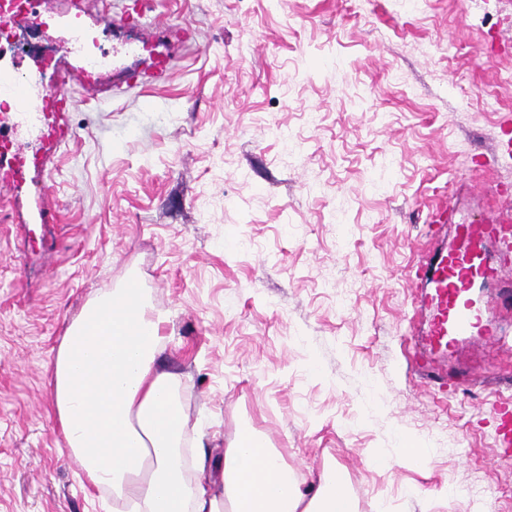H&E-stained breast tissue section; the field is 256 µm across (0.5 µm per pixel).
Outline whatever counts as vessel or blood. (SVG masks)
Segmentation results:
<instances>
[{"label": "vessel or blood", "instance_id": "1", "mask_svg": "<svg viewBox=\"0 0 512 512\" xmlns=\"http://www.w3.org/2000/svg\"><path fill=\"white\" fill-rule=\"evenodd\" d=\"M151 0H119L114 14L121 23H141L147 16ZM173 60L163 56L157 59L147 76L133 75L126 85L135 88L143 83L156 84L168 79ZM73 96L71 92L57 88L48 92L43 102L44 127L41 132V150L27 152L13 136L0 132V189L16 190L24 183L32 169L45 168L53 152L73 137L68 122ZM490 259L480 250L440 260L433 255L420 259L413 271L414 281L432 285L435 294L432 304L435 312L429 334L437 340L451 336H470L474 333L475 315L467 297L471 285L484 272Z\"/></svg>", "mask_w": 512, "mask_h": 512}]
</instances>
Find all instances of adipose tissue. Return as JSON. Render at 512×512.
<instances>
[{
	"instance_id": "1",
	"label": "adipose tissue",
	"mask_w": 512,
	"mask_h": 512,
	"mask_svg": "<svg viewBox=\"0 0 512 512\" xmlns=\"http://www.w3.org/2000/svg\"><path fill=\"white\" fill-rule=\"evenodd\" d=\"M164 322L131 279L90 299L57 350L55 413L93 487L120 500L123 512H356L341 472H324L305 493L253 432L227 444L220 482H191L182 467L179 379L158 365Z\"/></svg>"
}]
</instances>
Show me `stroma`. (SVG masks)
<instances>
[{
  "instance_id": "1",
  "label": "stroma",
  "mask_w": 512,
  "mask_h": 512,
  "mask_svg": "<svg viewBox=\"0 0 512 512\" xmlns=\"http://www.w3.org/2000/svg\"><path fill=\"white\" fill-rule=\"evenodd\" d=\"M51 0L27 54L73 93V139L0 192V512H112L60 432L56 351L87 301L136 278L167 321L161 367L180 376L184 454L215 461L249 427L316 488L344 472L357 512H512L496 394L512 396L498 280L469 290L481 336L426 329L412 268L422 221L447 200L461 231L512 212V0H155L153 30L108 23L113 0ZM111 53L95 84L72 20ZM197 31L194 44L166 24ZM171 56L168 81L125 75ZM58 222L39 221L42 210ZM444 368L442 399L414 366ZM404 433L428 466H378ZM468 487L463 503L449 488Z\"/></svg>"
}]
</instances>
